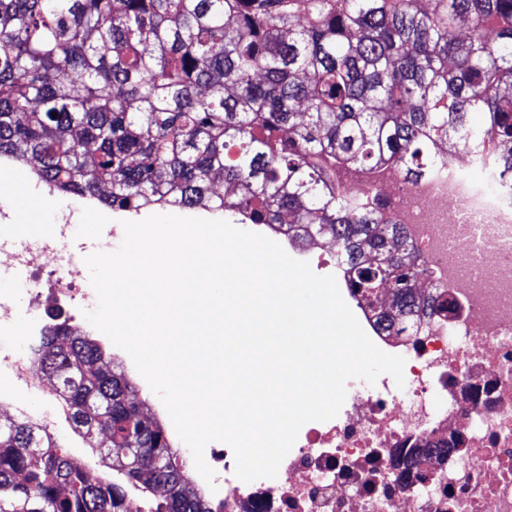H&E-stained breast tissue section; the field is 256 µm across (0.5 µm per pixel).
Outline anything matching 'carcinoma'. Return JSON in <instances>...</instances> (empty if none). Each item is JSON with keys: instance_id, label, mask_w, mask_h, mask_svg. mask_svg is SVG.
Listing matches in <instances>:
<instances>
[{"instance_id": "1", "label": "carcinoma", "mask_w": 512, "mask_h": 512, "mask_svg": "<svg viewBox=\"0 0 512 512\" xmlns=\"http://www.w3.org/2000/svg\"><path fill=\"white\" fill-rule=\"evenodd\" d=\"M444 140L512 146V0H0V153L38 159L63 194L105 187L114 210L214 202L239 224L327 237L368 305L389 294L399 332L419 311L415 257L336 177L417 178ZM490 169L512 185V150ZM217 173L235 203L213 197ZM101 359L64 325L41 337L40 368L74 428L108 435L115 475L92 482L49 435L0 421V512H129L131 491L161 485L146 512H211Z\"/></svg>"}]
</instances>
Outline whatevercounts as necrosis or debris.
Here are the masks:
<instances>
[{
  "label": "necrosis or debris",
  "instance_id": "necrosis-or-debris-1",
  "mask_svg": "<svg viewBox=\"0 0 512 512\" xmlns=\"http://www.w3.org/2000/svg\"><path fill=\"white\" fill-rule=\"evenodd\" d=\"M343 192L404 227L420 290L448 309L421 314L405 335L384 333L334 243L252 225L335 277L373 343L405 358V384L388 374L372 385L350 380L339 414L299 433L273 479L241 481L232 448L206 445L212 512H512V191L492 177L477 189L465 167L448 159L416 179L392 167L372 182L353 177ZM71 235L60 220L57 238L13 255L27 273L23 290L36 322L0 345V410H19L37 394L68 412L37 373L36 347L58 310L73 323L93 305L61 246Z\"/></svg>",
  "mask_w": 512,
  "mask_h": 512
}]
</instances>
